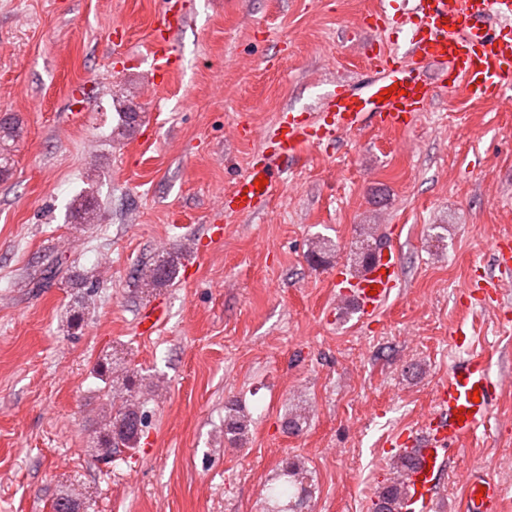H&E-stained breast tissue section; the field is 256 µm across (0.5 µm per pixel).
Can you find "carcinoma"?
<instances>
[{"label": "carcinoma", "mask_w": 512, "mask_h": 512, "mask_svg": "<svg viewBox=\"0 0 512 512\" xmlns=\"http://www.w3.org/2000/svg\"><path fill=\"white\" fill-rule=\"evenodd\" d=\"M114 108L118 116L117 130L124 135L131 131L141 120L140 113L129 112L125 101L114 100ZM22 132L19 119L5 117L0 119V178L8 177L11 170L10 156L11 143L17 141ZM94 202L89 195H83L74 204L73 217L77 224H89L94 216ZM334 251V244L325 238L314 242L311 250V260L315 263L323 261L325 256ZM177 261L170 257L165 261L144 265L134 270L132 285L137 288L144 286H161L170 284L176 275ZM99 373L109 380V388L112 393V407L108 418L96 436L93 451L104 449L99 454L102 461L112 463V457L121 448L133 449L137 447L143 427L145 415L143 403L139 401L138 390L145 387L152 390L157 384L146 377H139L135 373L126 358L112 355L111 358L99 365ZM308 421L307 408L296 403L288 410L285 418V428L290 434L300 433ZM249 429L245 416L233 407L228 408L224 418V441L244 446ZM415 466L412 456L406 451L400 452L392 462V474L387 482L375 493L372 503L374 512H401L400 504L406 495V489L401 481L402 474ZM83 502L80 498L73 497L71 493L58 496L51 505L52 512H75L82 509Z\"/></svg>", "instance_id": "1"}]
</instances>
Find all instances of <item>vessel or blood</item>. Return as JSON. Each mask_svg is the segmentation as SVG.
Listing matches in <instances>:
<instances>
[{"label": "vessel or blood", "mask_w": 512, "mask_h": 512, "mask_svg": "<svg viewBox=\"0 0 512 512\" xmlns=\"http://www.w3.org/2000/svg\"><path fill=\"white\" fill-rule=\"evenodd\" d=\"M378 18L403 33L402 44L371 60L369 79L359 88L338 82L317 112H280L261 153L225 193V219L263 213L281 175L302 148L370 126H409L415 113L431 104L439 86L462 87L477 98H501L512 85V0H408L400 10L391 0H382ZM187 20L182 0H162L149 46L157 82H164L180 65L173 42ZM491 249L499 275L471 282L468 296L475 304L500 302L501 280L512 278V238L494 239ZM335 286L340 295L356 301L361 320L374 321L386 300L404 286L399 258L389 250L358 276L337 271ZM501 392L502 385L491 378L483 356L467 354L449 369L421 431L405 433L401 439L418 458L417 466L404 476L410 488L406 512H428L447 460L486 425ZM501 503L499 484L471 472L466 512H500Z\"/></svg>", "instance_id": "1"}]
</instances>
